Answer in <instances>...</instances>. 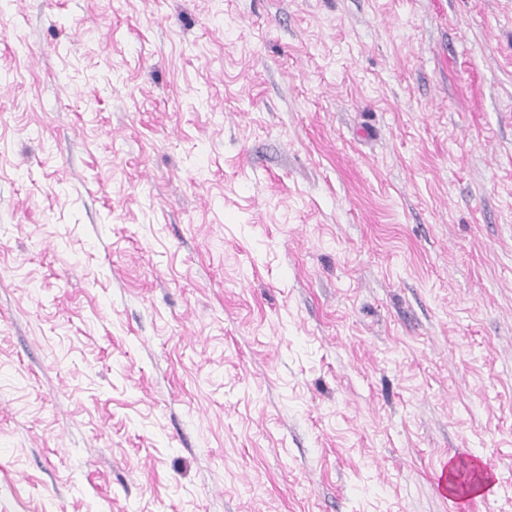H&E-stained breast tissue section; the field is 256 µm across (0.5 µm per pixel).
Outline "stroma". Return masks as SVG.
Listing matches in <instances>:
<instances>
[{"label":"stroma","instance_id":"1","mask_svg":"<svg viewBox=\"0 0 512 512\" xmlns=\"http://www.w3.org/2000/svg\"><path fill=\"white\" fill-rule=\"evenodd\" d=\"M512 512V0H0V512Z\"/></svg>","mask_w":512,"mask_h":512}]
</instances>
